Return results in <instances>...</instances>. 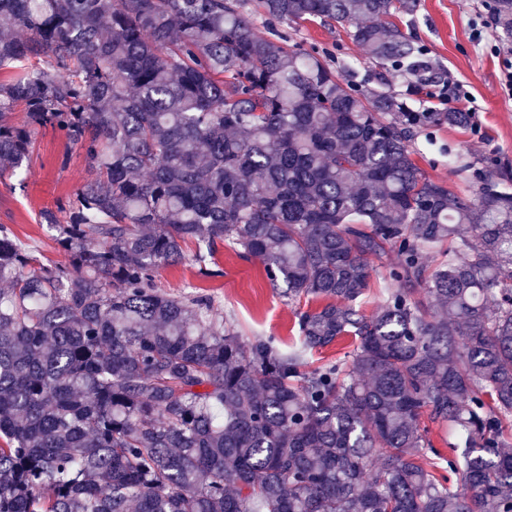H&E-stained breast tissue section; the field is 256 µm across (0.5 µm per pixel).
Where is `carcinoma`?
I'll return each mask as SVG.
<instances>
[{
	"label": "carcinoma",
	"instance_id": "carcinoma-1",
	"mask_svg": "<svg viewBox=\"0 0 512 512\" xmlns=\"http://www.w3.org/2000/svg\"><path fill=\"white\" fill-rule=\"evenodd\" d=\"M248 2L0 0V179L48 126L90 172L41 214L67 263L0 226V512H512V170L471 198L428 178L412 139L467 113L349 83ZM255 2L428 69L387 21L415 0ZM220 245L322 302L295 346L158 287L220 274ZM396 261L395 255L381 260L372 257L370 259L371 288L367 291L362 309L365 314L371 315L383 303L384 294L388 289L398 288V284L389 278V265Z\"/></svg>",
	"mask_w": 512,
	"mask_h": 512
}]
</instances>
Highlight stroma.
Instances as JSON below:
<instances>
[{
	"label": "stroma",
	"mask_w": 512,
	"mask_h": 512,
	"mask_svg": "<svg viewBox=\"0 0 512 512\" xmlns=\"http://www.w3.org/2000/svg\"><path fill=\"white\" fill-rule=\"evenodd\" d=\"M484 0H418L414 15H398L396 24L415 45L421 46L429 63L418 93L407 95L417 111H439L437 95L443 82L463 85L468 96L457 101L468 112L466 127L430 125L412 142L414 160L424 174L453 184L472 195L473 179L456 176L451 158L475 162L480 174L491 176L512 170V96L500 87L502 53L512 48L496 28H489L483 42H474L471 24L484 16ZM304 48H316L334 62L336 71L364 88L405 93L411 75L385 68L349 36L347 27L308 22L294 32ZM89 177L83 157L68 148L57 131L41 129L28 162L13 177L0 180V224L21 242L35 249L41 261L62 262L64 255L54 242L53 230L41 222V213L55 210L59 201L72 195ZM218 276L199 277L190 263L160 270L159 286L180 296L200 294L229 317L240 336H277L292 342L293 306L281 289L266 279L259 259H240L221 248L215 256Z\"/></svg>",
	"instance_id": "35a3bbf8"
}]
</instances>
